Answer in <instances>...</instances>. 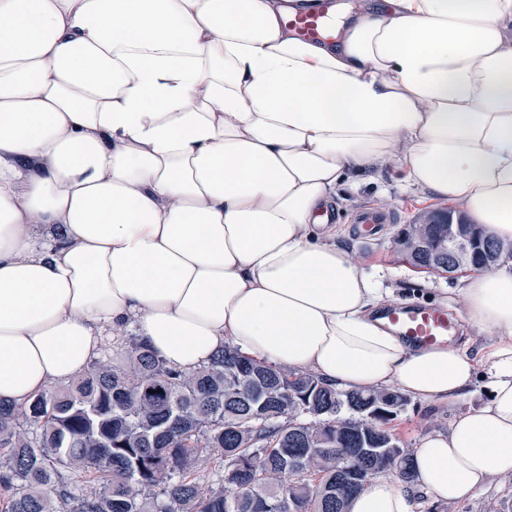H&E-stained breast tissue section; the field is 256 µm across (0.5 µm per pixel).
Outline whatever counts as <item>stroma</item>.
Wrapping results in <instances>:
<instances>
[{
	"label": "stroma",
	"mask_w": 512,
	"mask_h": 512,
	"mask_svg": "<svg viewBox=\"0 0 512 512\" xmlns=\"http://www.w3.org/2000/svg\"><path fill=\"white\" fill-rule=\"evenodd\" d=\"M391 202L395 223L385 225L380 233L357 232L350 218L360 208L377 205L379 199ZM451 201L420 189L405 188L401 172L393 167L368 171L359 186H339L336 190V227L338 240L354 258L373 271L382 289L393 290L398 301H416L460 311L458 290L461 278H448L417 270L402 263L394 250L393 236L398 226L410 223L424 210L451 209ZM485 395L475 394L448 402L425 404L409 400L393 421L392 427L407 448L413 449L427 435L447 430L459 414L482 405ZM432 512H512V481L493 484L476 492L467 500L448 505L428 500Z\"/></svg>",
	"instance_id": "obj_1"
}]
</instances>
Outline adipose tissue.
I'll return each instance as SVG.
<instances>
[{
    "label": "adipose tissue",
    "instance_id": "1",
    "mask_svg": "<svg viewBox=\"0 0 512 512\" xmlns=\"http://www.w3.org/2000/svg\"><path fill=\"white\" fill-rule=\"evenodd\" d=\"M315 0H0V401L135 334L190 372L232 344L344 391L486 402L423 438L416 512L512 480V259L459 290L480 357L406 343L336 240V186L376 164L512 241V0H363L334 43ZM327 3L322 2L318 10L308 14L286 17V23L303 40H320L332 30V22L326 13Z\"/></svg>",
    "mask_w": 512,
    "mask_h": 512
}]
</instances>
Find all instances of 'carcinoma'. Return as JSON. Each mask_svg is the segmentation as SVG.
<instances>
[{
    "mask_svg": "<svg viewBox=\"0 0 512 512\" xmlns=\"http://www.w3.org/2000/svg\"><path fill=\"white\" fill-rule=\"evenodd\" d=\"M407 404L229 345L183 372L129 333L68 384L0 402V512H347V469L415 480L388 428Z\"/></svg>",
    "mask_w": 512,
    "mask_h": 512,
    "instance_id": "obj_1",
    "label": "carcinoma"
}]
</instances>
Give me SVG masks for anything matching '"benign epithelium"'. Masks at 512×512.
<instances>
[{
  "mask_svg": "<svg viewBox=\"0 0 512 512\" xmlns=\"http://www.w3.org/2000/svg\"><path fill=\"white\" fill-rule=\"evenodd\" d=\"M415 224L438 225L442 227L439 240L435 246L420 236L414 228H408L397 237L399 252L412 256L420 252H428L433 262L448 258V276L466 269H491L498 264L502 252L512 256V242L508 248H491L490 237L484 229L476 224L460 210H425L418 214Z\"/></svg>",
  "mask_w": 512,
  "mask_h": 512,
  "instance_id": "benign-epithelium-1",
  "label": "benign epithelium"
}]
</instances>
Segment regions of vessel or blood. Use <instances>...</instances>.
<instances>
[{
  "label": "vessel or blood",
  "instance_id": "1",
  "mask_svg": "<svg viewBox=\"0 0 512 512\" xmlns=\"http://www.w3.org/2000/svg\"><path fill=\"white\" fill-rule=\"evenodd\" d=\"M286 22L303 40H320L332 29L325 9L294 16ZM383 318L408 342L429 348L446 343L454 330V323L446 310L432 306L400 302L386 306Z\"/></svg>",
  "mask_w": 512,
  "mask_h": 512
}]
</instances>
